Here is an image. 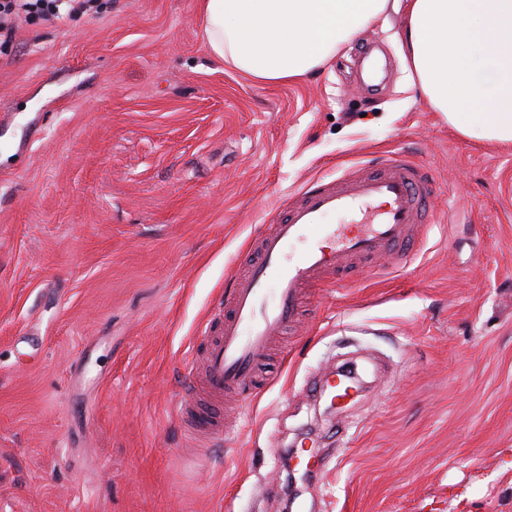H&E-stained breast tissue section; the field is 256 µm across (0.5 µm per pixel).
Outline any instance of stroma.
<instances>
[{"label":"stroma","instance_id":"35a3bbf8","mask_svg":"<svg viewBox=\"0 0 512 512\" xmlns=\"http://www.w3.org/2000/svg\"><path fill=\"white\" fill-rule=\"evenodd\" d=\"M407 0L303 79L213 58L198 0L17 20L0 50V512H512V148L408 77ZM402 152L436 183L419 260L350 269L196 447L198 327L279 204ZM366 383L327 417L315 386ZM324 470L289 480L301 445Z\"/></svg>","mask_w":512,"mask_h":512}]
</instances>
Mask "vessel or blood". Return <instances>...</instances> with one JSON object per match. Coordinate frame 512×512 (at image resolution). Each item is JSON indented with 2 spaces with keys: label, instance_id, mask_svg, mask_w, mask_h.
<instances>
[{
  "label": "vessel or blood",
  "instance_id": "b4317fda",
  "mask_svg": "<svg viewBox=\"0 0 512 512\" xmlns=\"http://www.w3.org/2000/svg\"><path fill=\"white\" fill-rule=\"evenodd\" d=\"M433 193L429 170L394 154L357 163L286 204L235 274L226 312L203 332L207 396L195 398L186 387L178 409L185 428L210 446L223 440L225 393L252 390L274 336L296 322L302 299L331 274L354 260L412 263L433 227L427 211ZM340 213L352 223H329Z\"/></svg>",
  "mask_w": 512,
  "mask_h": 512
}]
</instances>
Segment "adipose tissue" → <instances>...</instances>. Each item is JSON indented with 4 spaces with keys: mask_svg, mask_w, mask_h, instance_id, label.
Here are the masks:
<instances>
[{
    "mask_svg": "<svg viewBox=\"0 0 512 512\" xmlns=\"http://www.w3.org/2000/svg\"><path fill=\"white\" fill-rule=\"evenodd\" d=\"M387 0H200L210 53L260 84L297 81L355 40ZM420 95L462 136L512 145V0H408Z\"/></svg>",
    "mask_w": 512,
    "mask_h": 512,
    "instance_id": "adipose-tissue-1",
    "label": "adipose tissue"
}]
</instances>
